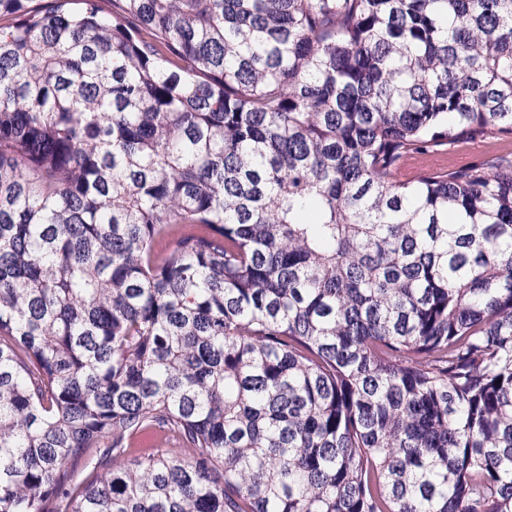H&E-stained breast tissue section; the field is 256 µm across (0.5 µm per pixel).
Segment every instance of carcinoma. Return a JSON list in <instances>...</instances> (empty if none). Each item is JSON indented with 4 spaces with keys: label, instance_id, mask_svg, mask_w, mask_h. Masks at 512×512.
Wrapping results in <instances>:
<instances>
[{
    "label": "carcinoma",
    "instance_id": "cac0c4a2",
    "mask_svg": "<svg viewBox=\"0 0 512 512\" xmlns=\"http://www.w3.org/2000/svg\"><path fill=\"white\" fill-rule=\"evenodd\" d=\"M33 2L0 512H512V0Z\"/></svg>",
    "mask_w": 512,
    "mask_h": 512
}]
</instances>
